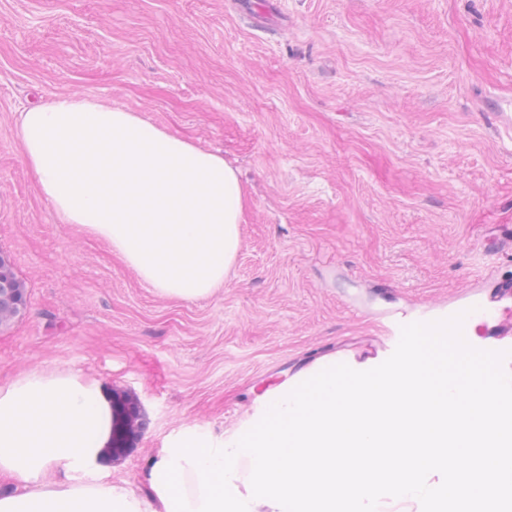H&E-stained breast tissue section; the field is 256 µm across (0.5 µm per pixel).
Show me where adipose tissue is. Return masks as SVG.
<instances>
[{"mask_svg":"<svg viewBox=\"0 0 512 512\" xmlns=\"http://www.w3.org/2000/svg\"><path fill=\"white\" fill-rule=\"evenodd\" d=\"M42 195L65 224L107 242L158 294L194 301L223 285L241 247L244 192L223 156L139 114L59 95L19 115ZM112 403L77 371L34 370L0 385V512H167L98 464L112 444Z\"/></svg>","mask_w":512,"mask_h":512,"instance_id":"ef3b65f1","label":"adipose tissue"}]
</instances>
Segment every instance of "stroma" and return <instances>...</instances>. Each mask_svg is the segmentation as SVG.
Instances as JSON below:
<instances>
[{"label":"stroma","mask_w":512,"mask_h":512,"mask_svg":"<svg viewBox=\"0 0 512 512\" xmlns=\"http://www.w3.org/2000/svg\"><path fill=\"white\" fill-rule=\"evenodd\" d=\"M90 97L219 152L246 206L210 297L160 296L57 220L20 112ZM512 0H0V251L27 285L0 382L101 381L142 425L102 465L140 488L149 452L232 435L259 396L328 357L371 369L387 327L488 305L469 343L512 374Z\"/></svg>","instance_id":"1"}]
</instances>
